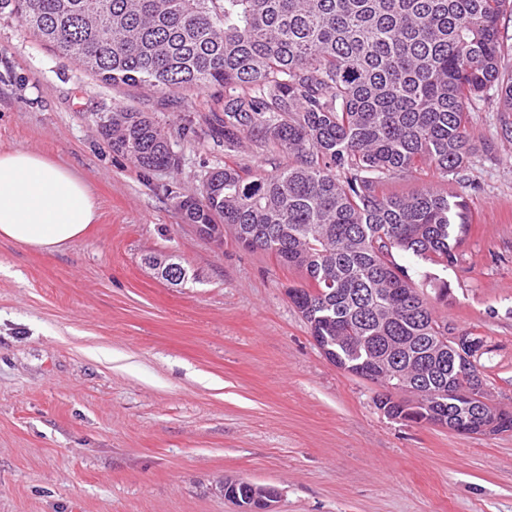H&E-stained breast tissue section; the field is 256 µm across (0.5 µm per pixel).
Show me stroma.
I'll list each match as a JSON object with an SVG mask.
<instances>
[{"instance_id": "stroma-1", "label": "stroma", "mask_w": 512, "mask_h": 512, "mask_svg": "<svg viewBox=\"0 0 512 512\" xmlns=\"http://www.w3.org/2000/svg\"><path fill=\"white\" fill-rule=\"evenodd\" d=\"M223 86L161 89L99 81L15 16L0 15V150L30 149L90 184L98 218L63 250L0 239V512H239L225 478L273 485L275 512H512V431L467 435L392 418L379 383L316 346L287 290L305 275L185 224L177 195L230 164L211 130ZM151 113L174 169L144 171L100 135L96 113ZM496 102L474 101L477 150L445 177L421 164L389 180L464 197L468 233L448 267L398 256L416 281H447L436 303L452 336L482 338L492 405L512 409V139ZM173 255L197 281L170 285L147 262Z\"/></svg>"}]
</instances>
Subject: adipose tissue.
Here are the masks:
<instances>
[{
	"label": "adipose tissue",
	"mask_w": 512,
	"mask_h": 512,
	"mask_svg": "<svg viewBox=\"0 0 512 512\" xmlns=\"http://www.w3.org/2000/svg\"><path fill=\"white\" fill-rule=\"evenodd\" d=\"M86 181L33 150L0 151V238L55 252L82 237L97 218Z\"/></svg>",
	"instance_id": "ef3b65f1"
}]
</instances>
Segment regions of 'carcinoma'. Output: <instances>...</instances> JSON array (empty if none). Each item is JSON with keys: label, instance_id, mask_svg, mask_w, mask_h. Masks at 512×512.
<instances>
[{"label": "carcinoma", "instance_id": "1", "mask_svg": "<svg viewBox=\"0 0 512 512\" xmlns=\"http://www.w3.org/2000/svg\"><path fill=\"white\" fill-rule=\"evenodd\" d=\"M512 0H0L59 54L105 83L170 89L224 85V151L242 138L289 162L270 172L231 165L206 173L200 196L174 198L184 223L236 241L305 273L288 289L311 336L338 368L380 381L394 418H458L481 432L485 404L460 400L473 362L448 361V324L401 252L444 267L469 224V205L424 188L378 187L428 164L446 177L477 146L469 105L494 91L512 113L498 23ZM112 151L142 170L175 165L167 132L147 112L97 120ZM173 285L198 280L173 255ZM414 399L394 402L391 391ZM242 512L278 490L224 481Z\"/></svg>", "mask_w": 512, "mask_h": 512}]
</instances>
